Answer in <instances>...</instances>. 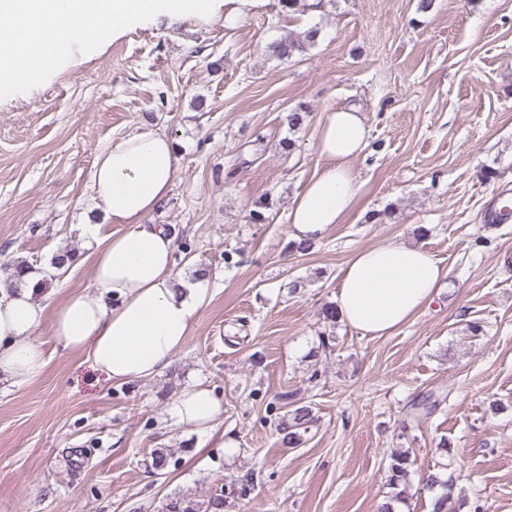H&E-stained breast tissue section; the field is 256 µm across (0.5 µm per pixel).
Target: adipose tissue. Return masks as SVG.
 Masks as SVG:
<instances>
[{"label":"adipose tissue","mask_w":512,"mask_h":512,"mask_svg":"<svg viewBox=\"0 0 512 512\" xmlns=\"http://www.w3.org/2000/svg\"><path fill=\"white\" fill-rule=\"evenodd\" d=\"M366 146L362 113H324L315 141L322 163L293 201L290 240L318 242L350 217L363 194L351 162ZM177 167L172 141L156 132L126 134L97 156L92 196L122 230L103 238L98 224H85L97 240L91 289L39 299L30 274L19 287L0 289V381L22 386L42 375L45 356L33 334L46 319L64 352L86 355L112 381L151 380L172 365L207 298L177 274L169 228L143 221L168 200ZM447 276L421 245L393 238L358 249L342 270L339 319L364 336L390 335L438 296ZM166 413L175 427L210 432L224 419V402L195 385Z\"/></svg>","instance_id":"obj_1"}]
</instances>
